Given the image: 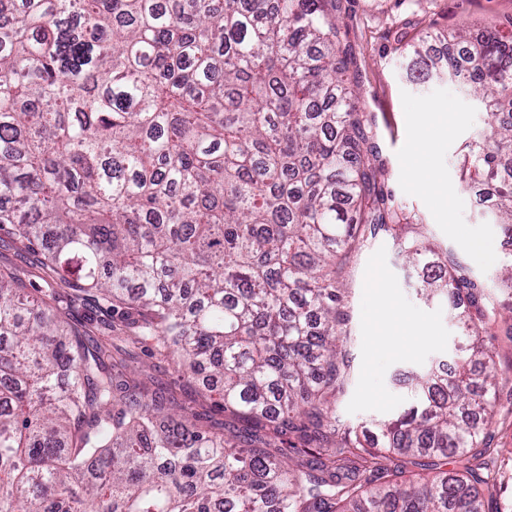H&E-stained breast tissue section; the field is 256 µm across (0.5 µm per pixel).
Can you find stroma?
Here are the masks:
<instances>
[{
	"label": "stroma",
	"mask_w": 512,
	"mask_h": 512,
	"mask_svg": "<svg viewBox=\"0 0 512 512\" xmlns=\"http://www.w3.org/2000/svg\"><path fill=\"white\" fill-rule=\"evenodd\" d=\"M336 15L341 45L353 61L359 105L373 117L372 140L384 169L380 186L463 258L487 291H495L500 227L481 215L458 168L461 146L482 132L484 114L457 84L411 82L402 61L410 45L435 34L463 26L476 33L512 29V0H339ZM418 162L431 173V183L421 184L414 175ZM0 266L29 289L48 288L42 255L7 228L0 229ZM349 288L353 375L336 399V414L355 425L400 412L407 404L408 376L452 364L461 333L446 304L419 299L391 236H378L358 252ZM59 294L88 342L110 341L111 310L90 294L67 288ZM111 343L112 359L123 372L149 389L169 390L178 405L199 416L203 428L223 430L226 416L216 399L188 387L173 364L146 347ZM498 373L503 386L490 428L497 466L479 490L485 512H512V354L501 359Z\"/></svg>",
	"instance_id": "1"
}]
</instances>
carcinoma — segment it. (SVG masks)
I'll use <instances>...</instances> for the list:
<instances>
[{"label":"carcinoma","instance_id":"carcinoma-1","mask_svg":"<svg viewBox=\"0 0 512 512\" xmlns=\"http://www.w3.org/2000/svg\"><path fill=\"white\" fill-rule=\"evenodd\" d=\"M439 40L410 65L485 113L460 180L512 240V32ZM350 64L336 0H0V225L188 381L208 370L243 423L218 435L170 412L0 269V512H483L476 470L408 484L394 456L486 447L512 303L400 222ZM381 233L468 344L408 377L407 409L354 427L336 420L347 285ZM501 263L511 297V250Z\"/></svg>","mask_w":512,"mask_h":512}]
</instances>
